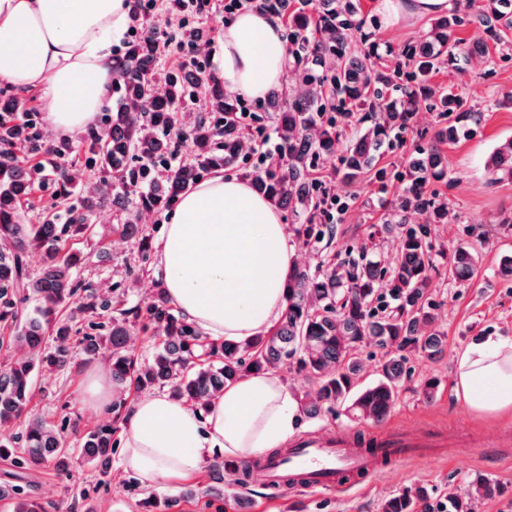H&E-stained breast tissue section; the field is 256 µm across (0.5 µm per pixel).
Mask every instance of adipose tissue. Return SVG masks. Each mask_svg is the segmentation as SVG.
<instances>
[{
	"mask_svg": "<svg viewBox=\"0 0 512 512\" xmlns=\"http://www.w3.org/2000/svg\"><path fill=\"white\" fill-rule=\"evenodd\" d=\"M129 23L126 0H0V83L36 90L53 137L90 130L113 82V48ZM286 36L271 13L241 12L212 52L225 92L263 97L284 77ZM296 262L280 212L248 181L216 172L188 190L156 244L171 304L210 340L266 335L287 310ZM454 392L469 412H512V336L459 350ZM300 427L296 393L274 372L247 374L199 410L155 392L124 417V463L141 480L176 481L213 456L247 459L288 444Z\"/></svg>",
	"mask_w": 512,
	"mask_h": 512,
	"instance_id": "1",
	"label": "adipose tissue"
}]
</instances>
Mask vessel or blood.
<instances>
[{"instance_id": "vessel-or-blood-1", "label": "vessel or blood", "mask_w": 512, "mask_h": 512, "mask_svg": "<svg viewBox=\"0 0 512 512\" xmlns=\"http://www.w3.org/2000/svg\"><path fill=\"white\" fill-rule=\"evenodd\" d=\"M431 440L400 431L389 433L378 448L369 450L357 444L353 437L339 432L328 439L309 438L300 441L282 455L262 457L258 469L265 484L276 491L288 488L303 490H333L342 484L366 477L399 448H428Z\"/></svg>"}]
</instances>
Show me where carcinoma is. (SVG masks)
Instances as JSON below:
<instances>
[{"mask_svg":"<svg viewBox=\"0 0 512 512\" xmlns=\"http://www.w3.org/2000/svg\"><path fill=\"white\" fill-rule=\"evenodd\" d=\"M263 7L288 22V66L300 72L298 87L282 103L270 96L264 111L276 135V158L266 166L252 165L244 174L252 187L274 206L297 219L293 231L304 245L332 236L320 222L325 191L313 178L317 161L335 158L336 174L352 185L365 179L382 189L397 180L404 192L386 207L384 229L396 242L391 261L362 250L359 262L338 264L326 271L296 266L288 281V309L271 334L246 343L207 341L196 326L170 307L165 290L133 311L162 338L151 358L137 363L129 351L127 310L118 295L91 292L87 302L68 307L88 285L75 279L81 257L61 254L68 237L89 230V221L102 197L110 201L119 224V236L147 253L151 238L139 223L144 213L170 208L205 171L239 166L248 158V137L238 123L239 98L224 91L214 75L198 78L199 63H184L159 70L163 42L149 30L126 45L114 64L118 102L103 126L87 135L84 158L55 167L56 192L72 195L73 186L101 175L87 195L76 198L64 222L46 212L27 218L31 195L44 168L27 166L12 151L17 144L47 159L69 153L66 143H42L34 124L18 119L27 111L16 94L0 96V323L13 327L10 348L17 357L0 371V427L22 420L32 400L35 373L62 369L70 363V341L75 315L100 316L113 311L107 322H93L97 334L81 343L89 356L110 347L112 382L139 391L166 387L172 396L206 406L224 386L246 372L263 373L288 363L314 384L305 395L304 412L318 416L325 408L346 405L357 421L380 423L391 413L404 375L405 353L439 357L446 352L447 336L436 325V306L430 300L429 279L435 250L430 225L446 224L448 199L427 186L448 181L445 147L471 136L479 113L467 100L432 82L439 70L457 69L460 59L486 58L491 50L512 41V0H454L445 14L435 16L428 29L407 43L394 66L372 65L375 46L361 55L355 34L365 20L360 0H263ZM471 26L470 40L459 37ZM202 100L206 110L221 115V122L200 119L191 132L195 157L171 166V134L178 123V107ZM426 106L437 113L430 144L419 148L405 170L380 166L383 154L416 131L415 117ZM490 182L512 179V139L488 156ZM112 174L113 181L103 178ZM422 216L425 221L415 222ZM36 258L39 269L30 270ZM478 258L472 247L456 248L448 260V274L462 284L477 275ZM35 301L21 315L18 303ZM53 350L42 345L47 331ZM373 343L386 351L381 377L358 388L362 363L359 349ZM112 425L88 433L82 443L86 462L106 472L112 461ZM14 458L18 467L68 468L71 460L62 430L30 421L12 440L0 442V458ZM13 512H46L44 503L15 487ZM481 498L503 493V485L489 477L475 483ZM427 491L394 494L382 512H416Z\"/></svg>","mask_w":512,"mask_h":512,"instance_id":"1","label":"carcinoma"}]
</instances>
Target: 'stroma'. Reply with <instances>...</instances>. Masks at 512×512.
I'll return each instance as SVG.
<instances>
[{
	"instance_id": "1",
	"label": "stroma",
	"mask_w": 512,
	"mask_h": 512,
	"mask_svg": "<svg viewBox=\"0 0 512 512\" xmlns=\"http://www.w3.org/2000/svg\"><path fill=\"white\" fill-rule=\"evenodd\" d=\"M379 3L361 0L364 14L377 21L376 35L381 43L397 50L426 29L428 21L424 18L386 22ZM434 81L443 87L462 88L481 114L477 135L446 149V195L457 218L453 223L431 227L433 241L444 248L476 247L479 275L470 285L460 286L449 278L445 261L437 260L430 289L437 305V324L448 337V347L439 359L420 354L407 359L397 402L384 422L351 421L338 405L317 417H302L299 433L325 439L339 431H360L365 438L376 440L402 428L426 434L437 431L450 444L447 461H428L411 453L385 464L354 486L332 491L292 490L280 496L258 481L238 483L235 474L225 471L220 455L192 476L150 485L123 469V449L118 446L112 453L110 471L103 474L85 463L82 439L103 423L122 427L123 416L109 408L94 411L81 403L88 373L93 367H106L107 361L102 356H88L76 344L71 348L69 366L36 377L30 404L32 417L63 428L72 457L68 469L23 471L11 460L0 458V487L20 485L28 495L45 503L49 512H144L142 504L150 498L175 501L173 512H381L388 496L422 487L428 492L424 512H440L448 493L470 494L473 480L488 476L504 484L506 491L497 498L476 500L475 512H512V412L496 417L471 414L457 402L453 391L458 350L490 333L512 335V281L497 274L501 257L512 255V226L504 222L505 217H512V181L489 183L484 170L493 148L512 139V108L501 105L504 95L512 93V49L492 51L487 62L467 63L460 73L441 71ZM333 167V162L322 163L315 175L346 208L335 216L332 239L313 249L297 246L299 262L313 266L321 260L336 263L352 259L362 244L371 240L384 253H392L395 245L379 226L384 212L381 202L401 194V183L390 184L383 191L366 181L349 186L334 175ZM116 222L109 202L99 203L90 233L69 239L65 249L90 256V263L78 273L80 279L102 293L128 289L127 305L134 308L143 305L160 280L154 258H140L134 243L113 234ZM101 251L108 254L102 262L97 259ZM131 265L140 270L134 284L127 277ZM431 377L437 378L439 385L429 395L423 384Z\"/></svg>"
}]
</instances>
